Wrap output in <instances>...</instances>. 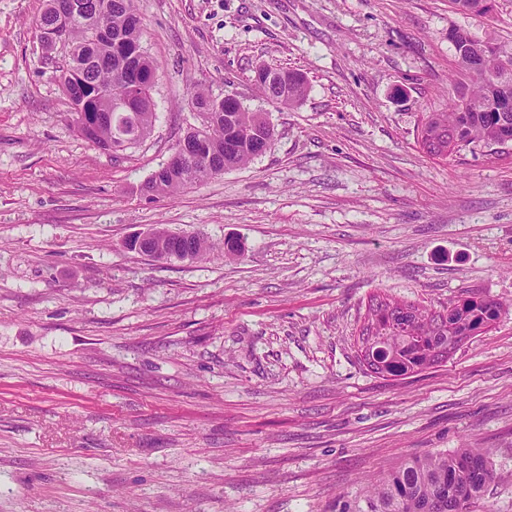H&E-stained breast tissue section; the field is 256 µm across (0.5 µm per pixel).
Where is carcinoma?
<instances>
[{
  "label": "carcinoma",
  "mask_w": 512,
  "mask_h": 512,
  "mask_svg": "<svg viewBox=\"0 0 512 512\" xmlns=\"http://www.w3.org/2000/svg\"><path fill=\"white\" fill-rule=\"evenodd\" d=\"M56 2L46 0L36 22L39 30L61 34L70 45L63 64L53 67V78L70 98L80 135L113 154L123 152L150 135L155 118L156 65L142 45L135 0H71L75 8L66 16ZM448 2L461 13L486 15V0ZM463 38L469 47L455 53L460 79L448 89V107L428 113L421 126L420 145L432 158L481 142L512 141V112L492 111L496 85L512 83V49L461 28L448 31L451 43ZM485 51L492 54L490 64L475 74L471 58ZM275 75L270 100L288 107L298 104L307 92L305 77L284 69ZM128 99L134 111H113ZM192 100L198 112L210 111L202 130L193 126L185 134L199 161L154 171L143 184L150 195L172 194L248 164L265 153L251 138L259 128L268 143L274 141L266 113L246 110L236 97H224L222 108L213 110L214 100L202 91H194ZM213 249L197 234L179 238L159 229L154 237L153 251L165 259L199 260ZM502 309L498 300L475 292L448 301L441 310L378 294L370 299L359 329L358 356L368 370L386 377L422 371L447 361L467 340L488 330ZM490 455L488 448H458L407 458L353 499L340 502L338 512H470L495 479Z\"/></svg>",
  "instance_id": "carcinoma-1"
}]
</instances>
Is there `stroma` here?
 I'll return each instance as SVG.
<instances>
[{
    "label": "stroma",
    "mask_w": 512,
    "mask_h": 512,
    "mask_svg": "<svg viewBox=\"0 0 512 512\" xmlns=\"http://www.w3.org/2000/svg\"><path fill=\"white\" fill-rule=\"evenodd\" d=\"M0 0V512H336L404 457L487 448L473 512H512V145L438 159L417 130L448 102V31L512 41L448 0H136L157 65L152 134L112 155L79 135L35 27ZM300 71L294 108L253 81ZM267 113L270 149L150 198L197 117L191 91ZM161 227L193 262L126 241ZM241 245L225 255V241ZM499 320L448 360L369 372L370 298ZM167 232L164 229H158L153 238L149 234L150 230H147L138 233L132 239H135L137 248L150 250L148 242L153 238L154 247L151 250L163 257L159 259L199 260L205 258L214 249L213 245L207 243L203 237L197 234L193 233L189 237L179 238ZM126 245L132 251L137 250L134 243Z\"/></svg>",
    "instance_id": "stroma-1"
}]
</instances>
